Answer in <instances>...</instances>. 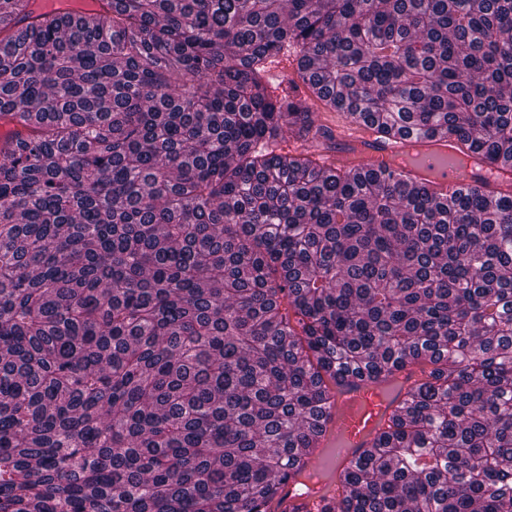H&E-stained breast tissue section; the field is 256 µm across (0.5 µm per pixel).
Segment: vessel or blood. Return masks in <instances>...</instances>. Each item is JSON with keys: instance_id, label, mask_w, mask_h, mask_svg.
<instances>
[{"instance_id": "1", "label": "vessel or blood", "mask_w": 512, "mask_h": 512, "mask_svg": "<svg viewBox=\"0 0 512 512\" xmlns=\"http://www.w3.org/2000/svg\"><path fill=\"white\" fill-rule=\"evenodd\" d=\"M447 134L429 136L396 134L379 136L359 118H348L333 130L330 138L322 140L327 165L386 169L397 173L409 183L423 182L421 170L410 166H397V159L413 154L431 153L434 146L448 143ZM435 191L452 195L471 188L495 195L512 190V160L500 159L488 163L482 155L470 154L467 168L458 177L436 179ZM426 376L425 368L411 365L397 372L390 380L400 394L416 389ZM399 408L391 397L385 396L382 387L363 381L332 387L330 406L326 411L322 444L333 442L336 436H344L346 444L337 449V470L343 471L356 462L373 440L382 423ZM287 500L304 504L308 512H314L320 502L321 490L305 478L297 475L288 480L283 490Z\"/></svg>"}]
</instances>
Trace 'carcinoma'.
<instances>
[{"mask_svg":"<svg viewBox=\"0 0 512 512\" xmlns=\"http://www.w3.org/2000/svg\"><path fill=\"white\" fill-rule=\"evenodd\" d=\"M311 95L512 157V0H0V512H304L330 387L410 364L321 512H512V196L274 152ZM308 464L302 474L291 477L286 484H284L283 495L286 496V501H299L304 506L316 512L315 507L320 503V497L323 495L322 491L313 485L305 478L306 474L314 468L316 458L310 457L307 459Z\"/></svg>","mask_w":512,"mask_h":512,"instance_id":"1","label":"carcinoma"}]
</instances>
